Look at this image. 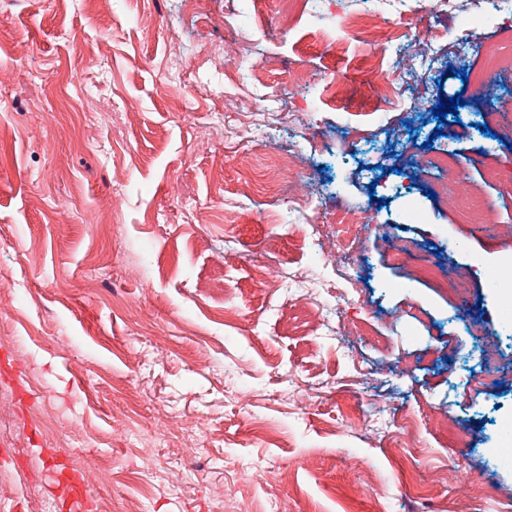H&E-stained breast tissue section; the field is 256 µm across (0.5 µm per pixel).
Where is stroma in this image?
<instances>
[{
    "label": "stroma",
    "instance_id": "stroma-1",
    "mask_svg": "<svg viewBox=\"0 0 512 512\" xmlns=\"http://www.w3.org/2000/svg\"><path fill=\"white\" fill-rule=\"evenodd\" d=\"M311 3L0 0V512H512V14Z\"/></svg>",
    "mask_w": 512,
    "mask_h": 512
}]
</instances>
